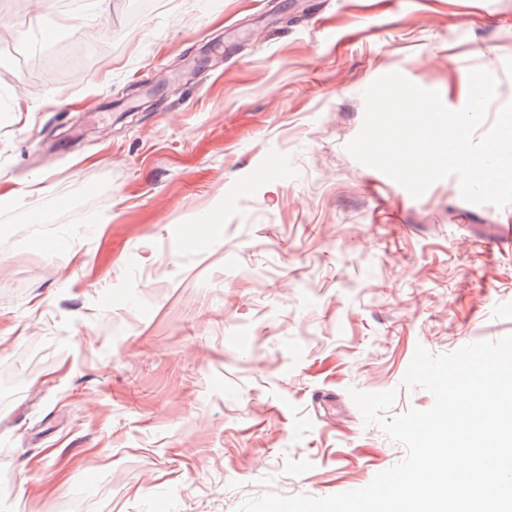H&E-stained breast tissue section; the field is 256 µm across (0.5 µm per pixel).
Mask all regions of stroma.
I'll return each mask as SVG.
<instances>
[{
    "mask_svg": "<svg viewBox=\"0 0 512 512\" xmlns=\"http://www.w3.org/2000/svg\"><path fill=\"white\" fill-rule=\"evenodd\" d=\"M131 5L0 0V512L366 486L406 450L351 390L429 409L416 346L512 335V203L413 198L346 146L388 72L512 101V0Z\"/></svg>",
    "mask_w": 512,
    "mask_h": 512,
    "instance_id": "1",
    "label": "stroma"
}]
</instances>
